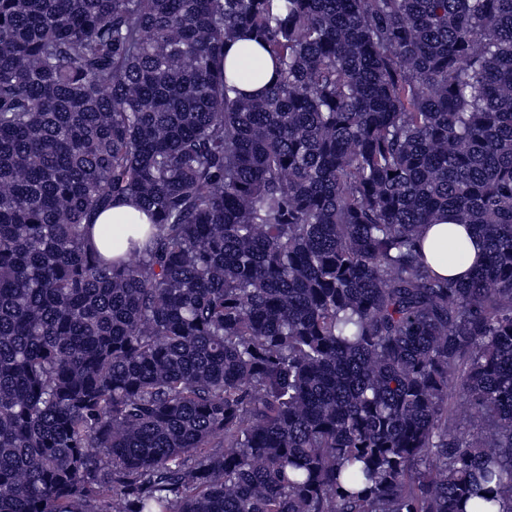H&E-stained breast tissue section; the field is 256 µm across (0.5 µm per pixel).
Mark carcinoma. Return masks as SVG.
I'll return each instance as SVG.
<instances>
[{
    "instance_id": "obj_1",
    "label": "carcinoma",
    "mask_w": 512,
    "mask_h": 512,
    "mask_svg": "<svg viewBox=\"0 0 512 512\" xmlns=\"http://www.w3.org/2000/svg\"><path fill=\"white\" fill-rule=\"evenodd\" d=\"M0 512H512V0H0ZM227 65L241 78L240 89L256 93L275 77V67L268 54L254 40L243 39L229 47ZM134 220V222H130ZM94 227L90 233V244L104 256L109 257V241L106 226L112 225L113 230L120 224L138 223L150 224L146 214H139L132 201L116 202L111 209L102 212L94 219ZM448 240L460 241L468 251L469 262L460 263L448 259L447 263L439 261L436 252L439 247ZM483 240L473 231L462 224H448L442 221L440 224H432L427 227L423 242V251L434 270L441 276L465 280L469 275V266L479 254L484 252Z\"/></svg>"
}]
</instances>
